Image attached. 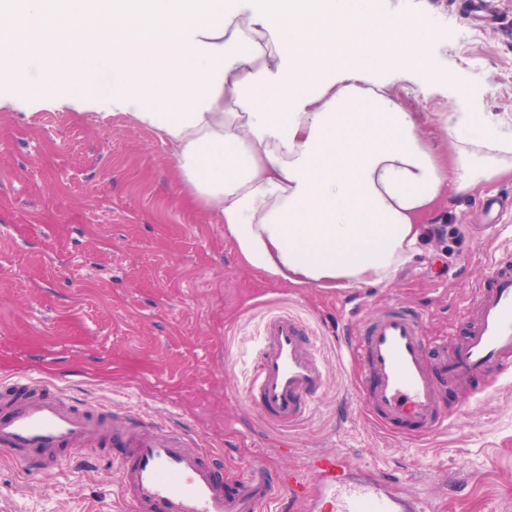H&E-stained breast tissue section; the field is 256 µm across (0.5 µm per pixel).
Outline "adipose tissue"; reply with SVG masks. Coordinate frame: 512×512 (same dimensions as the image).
Masks as SVG:
<instances>
[{"mask_svg":"<svg viewBox=\"0 0 512 512\" xmlns=\"http://www.w3.org/2000/svg\"><path fill=\"white\" fill-rule=\"evenodd\" d=\"M381 0H0V111L51 100L122 114L174 153L271 281L348 290L389 278L449 189L512 172V126L441 112L438 161L389 93L414 68L450 76ZM387 71L390 81L374 78Z\"/></svg>","mask_w":512,"mask_h":512,"instance_id":"ef3b65f1","label":"adipose tissue"}]
</instances>
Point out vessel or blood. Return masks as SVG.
<instances>
[{
  "mask_svg": "<svg viewBox=\"0 0 512 512\" xmlns=\"http://www.w3.org/2000/svg\"><path fill=\"white\" fill-rule=\"evenodd\" d=\"M470 302L475 317L465 340L435 362L424 355L422 316L399 304L368 319L356 340L365 356L364 405L378 425L408 419L433 434L447 425L440 378L502 376L512 362V261L498 258L477 281ZM326 372L313 351L309 328L282 310L261 332L249 395L262 418L289 427L301 422L324 389ZM118 438L127 455L119 464L120 491L134 512H269L271 504L328 502L332 512H422L419 501L382 492L377 472H350L343 457L310 456L307 473L273 474L249 463L233 488L204 464L198 446L138 413L120 419L89 413L59 396L41 393L0 414V449L40 451L45 471L59 464V449L92 448Z\"/></svg>",
  "mask_w": 512,
  "mask_h": 512,
  "instance_id": "obj_1",
  "label": "vessel or blood"
}]
</instances>
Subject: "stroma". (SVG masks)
I'll use <instances>...</instances> for the list:
<instances>
[{
  "mask_svg": "<svg viewBox=\"0 0 512 512\" xmlns=\"http://www.w3.org/2000/svg\"><path fill=\"white\" fill-rule=\"evenodd\" d=\"M466 0H385L393 27L425 29V73L394 82L403 107L449 162L439 112L512 117V0L497 24L471 20ZM159 134L123 115L47 104L0 112V394L19 379L121 417L137 412L218 455L233 483L254 459L302 472L314 454L384 471L387 491L424 512H512V378L442 384L448 425L421 435L381 430L366 413L363 357L347 342L386 304L414 307L428 340L461 342L465 302L492 261L512 256V176L449 193L426 219L433 234L387 280L350 290L270 282L246 266L214 212L192 206ZM285 309L310 326L328 386L298 427H268L245 404L262 325ZM122 448H64L53 472L37 453L0 457V512H133L120 495Z\"/></svg>",
  "mask_w": 512,
  "mask_h": 512,
  "instance_id": "35a3bbf8",
  "label": "stroma"
}]
</instances>
